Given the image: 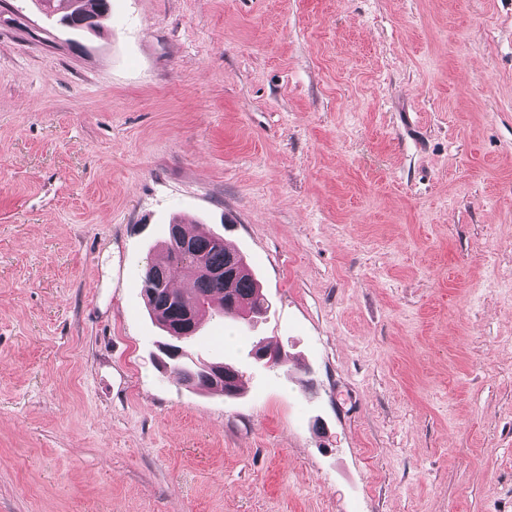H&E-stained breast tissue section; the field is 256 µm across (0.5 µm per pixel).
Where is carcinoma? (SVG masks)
Instances as JSON below:
<instances>
[{
  "instance_id": "carcinoma-1",
  "label": "carcinoma",
  "mask_w": 512,
  "mask_h": 512,
  "mask_svg": "<svg viewBox=\"0 0 512 512\" xmlns=\"http://www.w3.org/2000/svg\"><path fill=\"white\" fill-rule=\"evenodd\" d=\"M46 13L57 17V22L66 28L84 32L77 11L83 9L104 17L109 11L110 0H36ZM184 246L174 249L166 242V262L151 263L146 272L152 274L157 285L151 289L142 288L150 315L162 331L176 321L186 307L195 309L196 320L205 315L240 318L259 317L267 312L269 304L262 294L255 275L244 255L231 252L217 234L204 228L191 235H182ZM202 262L206 267L219 272V277L194 275L190 277L193 288L184 292L171 287L169 267L186 270ZM221 370L217 377L213 371ZM170 371L182 382L194 389L217 388L227 396L237 394L240 385V371L230 363L205 364L193 360L184 353L171 365Z\"/></svg>"
}]
</instances>
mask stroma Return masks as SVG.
Instances as JSON below:
<instances>
[{
  "instance_id": "1",
  "label": "stroma",
  "mask_w": 512,
  "mask_h": 512,
  "mask_svg": "<svg viewBox=\"0 0 512 512\" xmlns=\"http://www.w3.org/2000/svg\"><path fill=\"white\" fill-rule=\"evenodd\" d=\"M175 218L269 303L232 398ZM0 512H512V0H0ZM35 2L43 6L47 14L58 15L56 22H59L62 26L76 32H87L94 31L99 26V21L96 22V28L92 30L79 26L81 20L79 15L76 14L78 9L96 13L99 18H102L109 11L110 0H35ZM80 2L82 3L79 4ZM177 224L180 226L185 246L175 250L170 239L181 245L180 230ZM183 228L182 224L176 221L169 226V236L166 241V263L148 264L149 267L142 276V293L145 303L150 315L166 337L168 328L186 307L195 309V333L201 318L206 314L211 317L224 316V318L245 319L242 315L260 317L266 313L269 304L244 255L229 251L224 241L217 239V234L210 230L202 228L191 235H186ZM196 262H203L206 267L219 271V276L217 278L202 276L213 275L203 265H198L195 269L196 273L200 275L189 276L186 274V269L194 266ZM169 266L181 269L192 281L193 288L186 292L172 288L169 279ZM150 272L158 283L153 288H145L146 278ZM221 275L224 276L222 279ZM148 290L151 293H148ZM216 296H220V298L217 299ZM229 297L232 299L231 304L226 302ZM215 301L218 306L214 305ZM232 310L234 312L230 313ZM193 331V310L186 308L180 321H177L170 330L168 343L163 348L164 353L177 359L183 352L179 343H182L186 336H191ZM191 337L184 342L185 352L171 365L170 371L175 373L187 387L200 390L219 388L224 395L237 394L241 379L240 371L230 363L205 364V362L194 361L187 350V342L194 336ZM214 369H220L222 376H215Z\"/></svg>"
}]
</instances>
